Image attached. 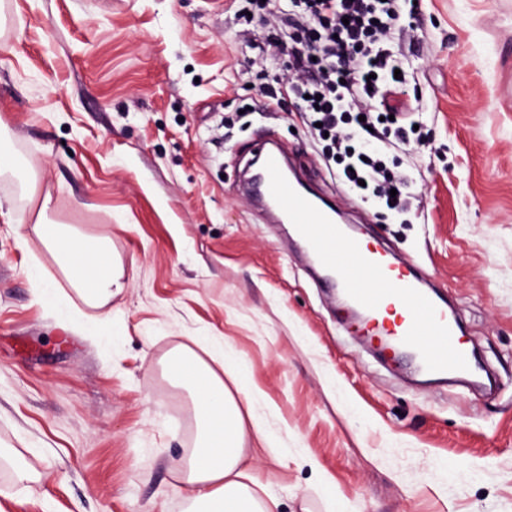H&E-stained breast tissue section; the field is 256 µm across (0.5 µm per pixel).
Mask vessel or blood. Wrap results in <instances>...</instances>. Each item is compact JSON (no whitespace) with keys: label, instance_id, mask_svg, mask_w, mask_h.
<instances>
[{"label":"vessel or blood","instance_id":"1","mask_svg":"<svg viewBox=\"0 0 512 512\" xmlns=\"http://www.w3.org/2000/svg\"><path fill=\"white\" fill-rule=\"evenodd\" d=\"M259 177L244 193L272 220L293 225L315 263L333 279L347 302L364 308L398 353H412L435 375L470 372L472 355L447 310L419 285L413 267H399L336 221L334 200L300 190L289 180V157L279 146L261 147Z\"/></svg>","mask_w":512,"mask_h":512}]
</instances>
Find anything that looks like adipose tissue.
Segmentation results:
<instances>
[{"label":"adipose tissue","instance_id":"obj_1","mask_svg":"<svg viewBox=\"0 0 512 512\" xmlns=\"http://www.w3.org/2000/svg\"><path fill=\"white\" fill-rule=\"evenodd\" d=\"M34 231L53 256L78 296L94 307L106 305L123 283L120 264L108 242L37 219ZM36 300L54 311L63 327L82 329L92 337L103 334L99 325H82L64 309L57 289L47 285L38 270L28 272ZM196 348L181 346L167 358V376L189 390L198 419V438L184 467L181 483L191 487L187 512H273L275 499H264L260 483H248L241 470L246 432L259 440L268 433L260 422L245 426L242 405L253 404L258 390L241 375L237 391H229L214 370L223 363L224 350L208 338H197Z\"/></svg>","mask_w":512,"mask_h":512}]
</instances>
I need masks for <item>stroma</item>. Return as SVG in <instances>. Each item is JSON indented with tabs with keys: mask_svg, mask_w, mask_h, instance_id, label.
Here are the masks:
<instances>
[{
	"mask_svg": "<svg viewBox=\"0 0 512 512\" xmlns=\"http://www.w3.org/2000/svg\"><path fill=\"white\" fill-rule=\"evenodd\" d=\"M238 0H0V512H186L176 470L197 437L164 363L218 336L249 367L276 445L243 464L277 512H512V0H420L408 51L425 146L387 158L415 196L393 214L331 178L302 120L255 112L261 82ZM280 142L358 237L437 285L493 390L419 379L339 324L286 225L238 191L257 143ZM108 237L124 289L70 303L105 340L36 302L32 226ZM460 463L457 477L446 464ZM33 474L20 483L16 469Z\"/></svg>",
	"mask_w": 512,
	"mask_h": 512,
	"instance_id": "stroma-1",
	"label": "stroma"
}]
</instances>
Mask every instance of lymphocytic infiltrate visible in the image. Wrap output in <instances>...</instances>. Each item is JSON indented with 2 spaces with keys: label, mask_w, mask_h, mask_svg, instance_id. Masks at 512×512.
<instances>
[{
  "label": "lymphocytic infiltrate",
  "mask_w": 512,
  "mask_h": 512,
  "mask_svg": "<svg viewBox=\"0 0 512 512\" xmlns=\"http://www.w3.org/2000/svg\"><path fill=\"white\" fill-rule=\"evenodd\" d=\"M414 0H285L281 25L253 43L255 59L287 62L269 104L294 102L329 172L359 196L401 213L411 204L403 179L387 169L389 140L407 143L411 131L393 124L384 92H406L411 73L394 51L414 36Z\"/></svg>",
  "instance_id": "obj_1"
}]
</instances>
